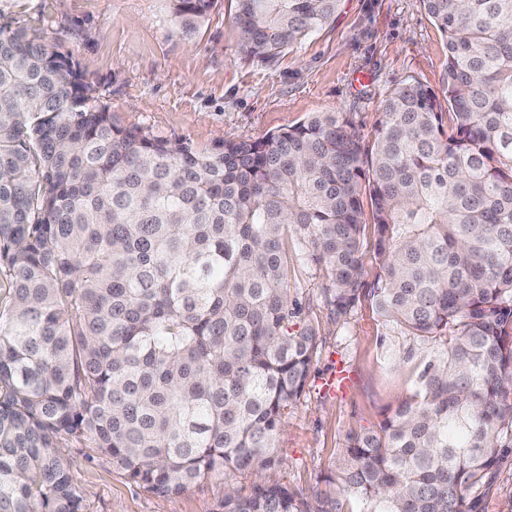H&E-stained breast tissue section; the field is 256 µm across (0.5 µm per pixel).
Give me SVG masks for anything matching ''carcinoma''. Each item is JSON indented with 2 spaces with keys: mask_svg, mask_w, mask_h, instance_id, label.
Segmentation results:
<instances>
[{
  "mask_svg": "<svg viewBox=\"0 0 512 512\" xmlns=\"http://www.w3.org/2000/svg\"><path fill=\"white\" fill-rule=\"evenodd\" d=\"M168 2L192 35L217 0ZM234 2L269 62L339 0ZM423 3L442 96L401 81L369 140L331 111L205 149L122 122L71 56L0 24V512H85L68 446L158 496L222 475L216 512H477L512 433V0ZM304 262L337 316L365 299L428 346L311 497L264 478L318 347Z\"/></svg>",
  "mask_w": 512,
  "mask_h": 512,
  "instance_id": "obj_1",
  "label": "carcinoma"
}]
</instances>
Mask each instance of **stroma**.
Masks as SVG:
<instances>
[{
	"mask_svg": "<svg viewBox=\"0 0 512 512\" xmlns=\"http://www.w3.org/2000/svg\"><path fill=\"white\" fill-rule=\"evenodd\" d=\"M0 23L34 30L49 50L71 55L96 95L123 122L200 148L255 140L314 112L349 113L371 136L383 100L413 78L433 91L446 81V37L422 0H339L333 20L274 62L245 56L231 0H220L185 37L167 0H0ZM319 265L298 266L291 286L319 336L308 384L278 439L270 481L306 494L328 492L326 477L350 436L378 425L415 390L426 355L385 324L369 303L337 322ZM345 375L336 390L329 378ZM86 512H216L224 478L160 497L130 483L94 448L65 453ZM481 512H512V451L479 490Z\"/></svg>",
	"mask_w": 512,
	"mask_h": 512,
	"instance_id": "stroma-1",
	"label": "stroma"
}]
</instances>
